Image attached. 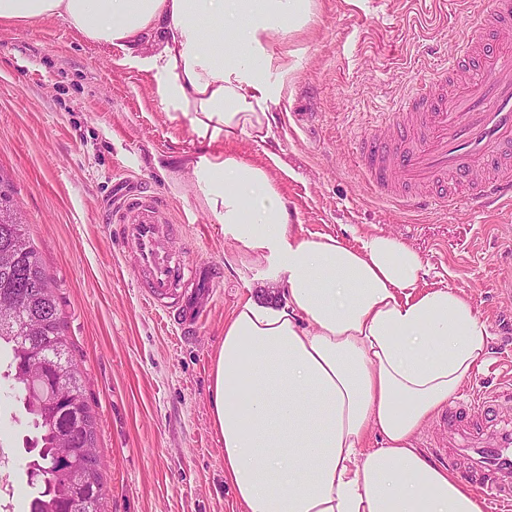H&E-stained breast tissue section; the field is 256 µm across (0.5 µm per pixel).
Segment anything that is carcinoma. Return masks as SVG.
I'll return each instance as SVG.
<instances>
[{"label": "carcinoma", "instance_id": "1", "mask_svg": "<svg viewBox=\"0 0 512 512\" xmlns=\"http://www.w3.org/2000/svg\"><path fill=\"white\" fill-rule=\"evenodd\" d=\"M0 251L16 257L10 273L0 271V300L18 310V321L0 326V354L7 358L3 378L11 382V396L27 398L25 416L33 432L26 445L28 468L42 477L29 503V512H101L104 452L83 469L87 491L77 498L72 464L55 456V440L71 436L74 447L97 443L96 422L84 394L77 364L69 354L65 320L52 278L35 244L26 237L23 223L9 216L0 223ZM49 354L43 372L28 378L35 349Z\"/></svg>", "mask_w": 512, "mask_h": 512}]
</instances>
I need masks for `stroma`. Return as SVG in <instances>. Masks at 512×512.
Masks as SVG:
<instances>
[{
    "mask_svg": "<svg viewBox=\"0 0 512 512\" xmlns=\"http://www.w3.org/2000/svg\"><path fill=\"white\" fill-rule=\"evenodd\" d=\"M431 0H313L311 22L258 58L273 92L264 140L224 152L265 168L304 233L355 244L381 233L416 250L429 288L468 296L491 334L489 353L460 390L493 388L512 360V263L499 238L512 208L421 212L382 200L356 163V143L408 87L430 81L465 29ZM187 123L171 121L150 73L58 18L0 20V176L12 185L39 246L96 419L104 512H242L224 479V447L209 410L211 359L224 322L259 284L198 192L205 155ZM154 197L181 232L188 262L207 264L211 296L199 321L175 328L145 305L130 247L107 221L115 191ZM0 407L14 453L15 512L32 492L26 426Z\"/></svg>",
    "mask_w": 512,
    "mask_h": 512,
    "instance_id": "obj_1",
    "label": "stroma"
}]
</instances>
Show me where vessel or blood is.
<instances>
[{
    "mask_svg": "<svg viewBox=\"0 0 512 512\" xmlns=\"http://www.w3.org/2000/svg\"><path fill=\"white\" fill-rule=\"evenodd\" d=\"M444 56L435 79L413 85L380 125L362 136L357 160L382 196L417 209L444 211L459 201L458 189L485 205H512V0H493ZM119 238L135 253L134 280L145 298L170 320L193 311L191 284L206 274L174 247L179 225L144 196L118 198L109 215ZM497 395L475 392L449 408L441 422L448 442L436 456L463 467L470 483L512 512V420Z\"/></svg>",
    "mask_w": 512,
    "mask_h": 512,
    "instance_id": "b4317fda",
    "label": "vessel or blood"
}]
</instances>
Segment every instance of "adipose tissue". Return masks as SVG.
Masks as SVG:
<instances>
[{
    "label": "adipose tissue",
    "instance_id": "1",
    "mask_svg": "<svg viewBox=\"0 0 512 512\" xmlns=\"http://www.w3.org/2000/svg\"><path fill=\"white\" fill-rule=\"evenodd\" d=\"M311 16L312 0H0V20L56 17L123 51L152 73L170 120L210 145L265 138L272 94L254 60ZM195 174L270 290L225 321L210 371L224 478L244 512H484L415 446L487 354L469 299L421 289L420 256L391 237L305 236L262 167L218 151Z\"/></svg>",
    "mask_w": 512,
    "mask_h": 512
}]
</instances>
